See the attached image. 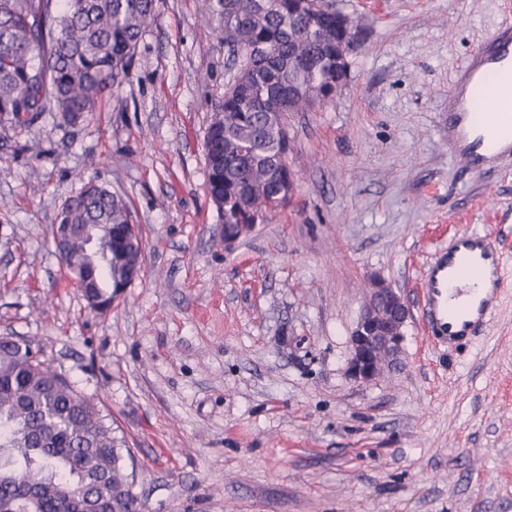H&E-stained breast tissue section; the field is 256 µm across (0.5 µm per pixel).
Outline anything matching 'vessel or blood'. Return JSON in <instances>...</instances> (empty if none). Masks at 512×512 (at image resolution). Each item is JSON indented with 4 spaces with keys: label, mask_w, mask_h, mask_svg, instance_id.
<instances>
[{
    "label": "vessel or blood",
    "mask_w": 512,
    "mask_h": 512,
    "mask_svg": "<svg viewBox=\"0 0 512 512\" xmlns=\"http://www.w3.org/2000/svg\"><path fill=\"white\" fill-rule=\"evenodd\" d=\"M512 79V24L458 71L448 98V154L479 172L512 156V90L494 78ZM496 239L471 230L439 248L425 265L419 312L434 344L459 347L487 323L503 283Z\"/></svg>",
    "instance_id": "b4317fda"
}]
</instances>
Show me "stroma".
<instances>
[{
  "instance_id": "35a3bbf8",
  "label": "stroma",
  "mask_w": 512,
  "mask_h": 512,
  "mask_svg": "<svg viewBox=\"0 0 512 512\" xmlns=\"http://www.w3.org/2000/svg\"><path fill=\"white\" fill-rule=\"evenodd\" d=\"M358 30L335 95L286 115L287 208L225 248L204 158L235 69L201 0H157L131 66L86 120L0 125V336L29 340L130 450L139 512H512V158L448 156L453 74L512 0H341ZM94 178L145 261L100 314L52 226ZM500 242L490 321L442 351L420 318L378 380L345 374L371 279L411 308L459 232Z\"/></svg>"
}]
</instances>
